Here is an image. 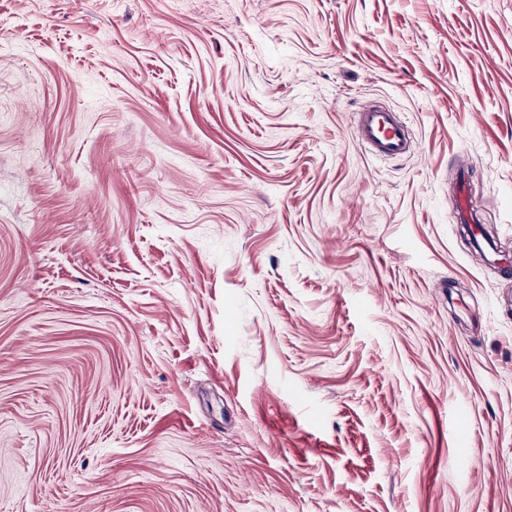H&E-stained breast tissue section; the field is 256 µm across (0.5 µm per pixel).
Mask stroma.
<instances>
[{
	"instance_id": "stroma-1",
	"label": "stroma",
	"mask_w": 512,
	"mask_h": 512,
	"mask_svg": "<svg viewBox=\"0 0 512 512\" xmlns=\"http://www.w3.org/2000/svg\"><path fill=\"white\" fill-rule=\"evenodd\" d=\"M462 153L512 259V0H0V512H512ZM357 139L375 156L397 159L415 149L408 128L400 114L382 105H371L357 113ZM459 164V172L462 176L463 181L461 182L460 186L458 187L457 193H456V200H457V211L458 214L464 224L469 222V219H473L472 217V207H471V201L470 196L468 192L467 187V178L466 174H468L469 171V165L465 161V159L458 160Z\"/></svg>"
}]
</instances>
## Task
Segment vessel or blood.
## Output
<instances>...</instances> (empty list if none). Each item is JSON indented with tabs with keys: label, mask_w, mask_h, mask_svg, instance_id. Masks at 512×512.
<instances>
[{
	"label": "vessel or blood",
	"mask_w": 512,
	"mask_h": 512,
	"mask_svg": "<svg viewBox=\"0 0 512 512\" xmlns=\"http://www.w3.org/2000/svg\"><path fill=\"white\" fill-rule=\"evenodd\" d=\"M355 134L377 156L397 159L410 155L415 149L400 114L386 106L371 105L359 110Z\"/></svg>",
	"instance_id": "vessel-or-blood-1"
}]
</instances>
